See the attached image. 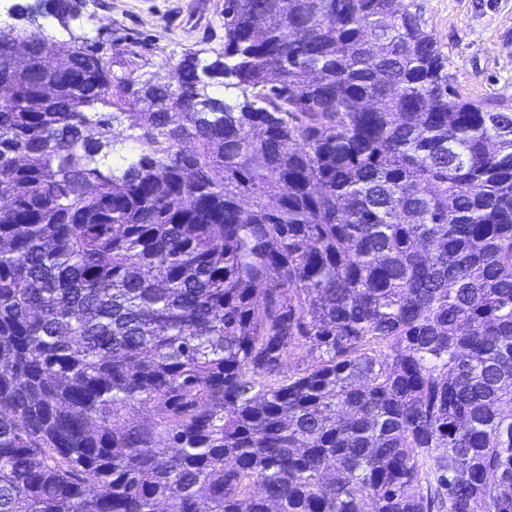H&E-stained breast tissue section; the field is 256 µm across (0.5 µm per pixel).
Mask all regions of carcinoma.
I'll return each instance as SVG.
<instances>
[{
    "mask_svg": "<svg viewBox=\"0 0 512 512\" xmlns=\"http://www.w3.org/2000/svg\"><path fill=\"white\" fill-rule=\"evenodd\" d=\"M112 66L0 40V512H512V113L415 0H224L235 106ZM139 107L133 105L125 107L123 110L106 107L97 104L96 107L88 112L90 116L93 112L113 113L111 119L110 144L100 154L102 169H117L126 167L131 161L137 160L147 148L143 139V129L135 124L129 117V112H140ZM122 112V113H119Z\"/></svg>",
    "mask_w": 512,
    "mask_h": 512,
    "instance_id": "obj_1",
    "label": "carcinoma"
}]
</instances>
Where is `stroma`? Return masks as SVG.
<instances>
[{"instance_id": "obj_1", "label": "stroma", "mask_w": 512, "mask_h": 512, "mask_svg": "<svg viewBox=\"0 0 512 512\" xmlns=\"http://www.w3.org/2000/svg\"><path fill=\"white\" fill-rule=\"evenodd\" d=\"M427 31L448 58L463 98L512 106V0H418ZM0 0V36H83L111 45L117 75L143 81L166 75L186 54L206 69L224 57V0H84L68 26L50 16L18 18ZM146 151L142 128L115 113L103 169L126 167Z\"/></svg>"}]
</instances>
